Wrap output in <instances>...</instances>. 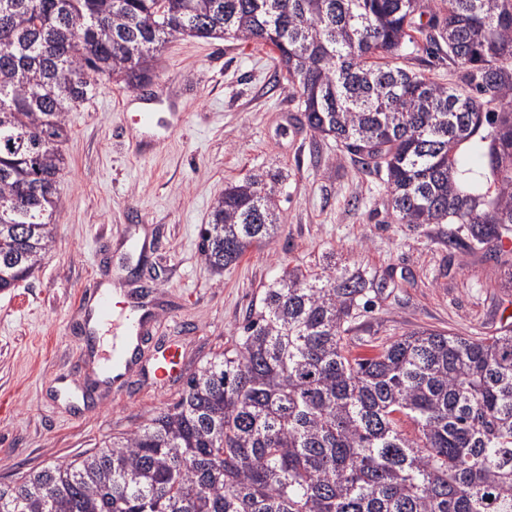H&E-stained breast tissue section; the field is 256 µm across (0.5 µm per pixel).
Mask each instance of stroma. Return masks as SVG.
<instances>
[{"instance_id":"stroma-1","label":"stroma","mask_w":512,"mask_h":512,"mask_svg":"<svg viewBox=\"0 0 512 512\" xmlns=\"http://www.w3.org/2000/svg\"><path fill=\"white\" fill-rule=\"evenodd\" d=\"M268 46L184 36L167 43L150 92L174 95L167 127L130 123L124 83L104 79L67 117L55 243L41 267L0 293V483L67 463L175 404L187 374L233 345L250 309L283 268L337 266L386 282L366 313L357 351L426 327L480 337L512 326V295L494 286L512 249L486 259L449 249L448 227L394 223L376 175L332 139L312 137L298 100L275 80ZM283 171L284 221L223 273L203 260L200 229L227 184ZM143 244L129 253L127 225ZM140 297L156 318L142 366L97 387L83 311L101 284ZM177 343L183 376L152 372Z\"/></svg>"}]
</instances>
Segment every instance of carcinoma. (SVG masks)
<instances>
[{
  "instance_id": "obj_1",
  "label": "carcinoma",
  "mask_w": 512,
  "mask_h": 512,
  "mask_svg": "<svg viewBox=\"0 0 512 512\" xmlns=\"http://www.w3.org/2000/svg\"><path fill=\"white\" fill-rule=\"evenodd\" d=\"M181 36L270 46L310 134L381 176L394 223L448 224V249L485 255L512 233V0H0V293L55 242L67 113L104 76L149 84ZM419 46L459 82L394 63ZM281 182L224 187L200 230L211 269L274 237ZM383 291L286 269L178 402L0 485V512H512V329L354 356Z\"/></svg>"
}]
</instances>
